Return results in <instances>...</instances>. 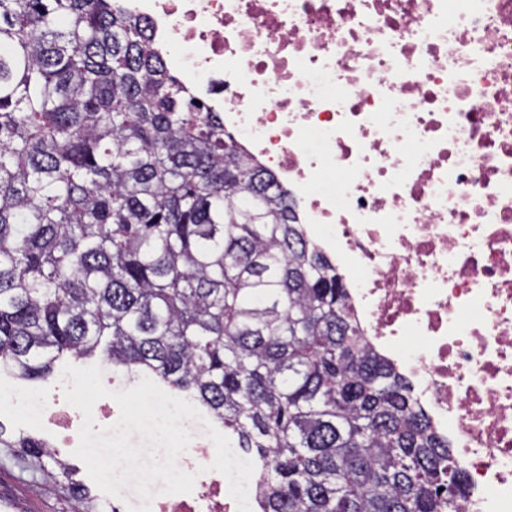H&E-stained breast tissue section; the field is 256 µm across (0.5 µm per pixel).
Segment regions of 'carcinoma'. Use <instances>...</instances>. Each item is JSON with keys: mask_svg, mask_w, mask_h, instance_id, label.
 <instances>
[{"mask_svg": "<svg viewBox=\"0 0 512 512\" xmlns=\"http://www.w3.org/2000/svg\"><path fill=\"white\" fill-rule=\"evenodd\" d=\"M115 0H0V365L191 390L258 512H461L464 476L360 336L287 194ZM0 447L53 454L0 425Z\"/></svg>", "mask_w": 512, "mask_h": 512, "instance_id": "carcinoma-1", "label": "carcinoma"}]
</instances>
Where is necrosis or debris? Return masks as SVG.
<instances>
[{
  "label": "necrosis or debris",
  "instance_id": "4bbe7bcc",
  "mask_svg": "<svg viewBox=\"0 0 512 512\" xmlns=\"http://www.w3.org/2000/svg\"><path fill=\"white\" fill-rule=\"evenodd\" d=\"M274 176L361 335L465 477L512 512V0H117ZM192 492L236 512L195 420Z\"/></svg>",
  "mask_w": 512,
  "mask_h": 512
}]
</instances>
